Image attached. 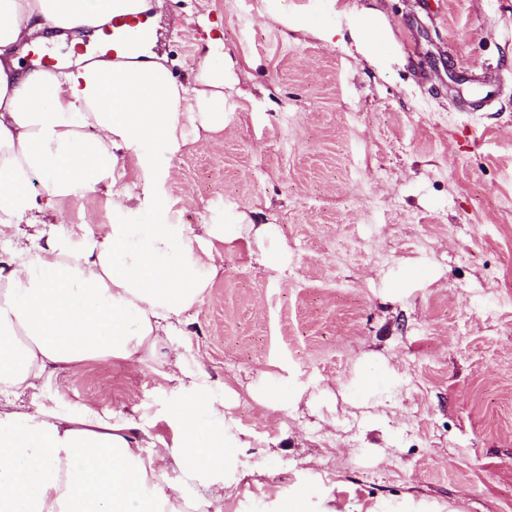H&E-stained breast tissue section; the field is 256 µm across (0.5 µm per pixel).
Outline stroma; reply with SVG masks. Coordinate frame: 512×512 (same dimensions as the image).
<instances>
[{
    "mask_svg": "<svg viewBox=\"0 0 512 512\" xmlns=\"http://www.w3.org/2000/svg\"><path fill=\"white\" fill-rule=\"evenodd\" d=\"M284 7L298 29L264 0L154 10L182 85L217 39L224 129L191 100L181 152L141 155L176 223L241 231L152 360L87 361L23 400L129 413L167 440L176 376L201 373L257 466L223 512H269L301 484L351 512H512V0ZM101 50L65 38L21 61ZM90 212L112 217L96 192L55 222L79 239Z\"/></svg>",
    "mask_w": 512,
    "mask_h": 512,
    "instance_id": "obj_1",
    "label": "stroma"
}]
</instances>
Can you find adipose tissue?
<instances>
[{
  "instance_id": "1",
  "label": "adipose tissue",
  "mask_w": 512,
  "mask_h": 512,
  "mask_svg": "<svg viewBox=\"0 0 512 512\" xmlns=\"http://www.w3.org/2000/svg\"><path fill=\"white\" fill-rule=\"evenodd\" d=\"M154 0H0V512H222L224 489L255 464L239 429L208 396L205 377L178 383L175 435L159 445L124 413L73 410L22 397L79 363L131 365L154 354L210 287L232 224L171 223L151 182L119 186L122 154L150 142L176 155L182 103L194 95L208 132L224 128V63L209 60L186 88L153 46L151 25L127 30L115 57L86 55L25 69L19 47L102 31ZM40 192H32V178ZM103 193L112 220L76 240L46 221L65 203ZM146 216L143 224L132 223ZM161 447L170 473L151 450Z\"/></svg>"
}]
</instances>
